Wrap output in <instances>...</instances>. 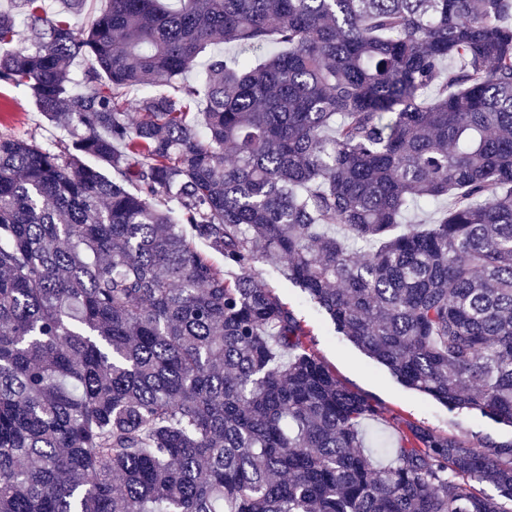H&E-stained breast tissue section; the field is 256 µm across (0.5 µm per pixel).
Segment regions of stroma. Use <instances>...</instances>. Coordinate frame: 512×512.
Returning <instances> with one entry per match:
<instances>
[{
  "instance_id": "obj_1",
  "label": "stroma",
  "mask_w": 512,
  "mask_h": 512,
  "mask_svg": "<svg viewBox=\"0 0 512 512\" xmlns=\"http://www.w3.org/2000/svg\"><path fill=\"white\" fill-rule=\"evenodd\" d=\"M0 134L33 139L43 144L58 140L54 129L37 110L29 91L23 87L0 85ZM260 278L302 319L309 331L308 346L354 391L377 400L384 419L363 426L366 452H375L380 440L391 434L385 419L397 416L423 424L437 432L475 441L476 438L508 440L512 427L474 413L452 412L431 398L400 385L380 365L339 336L333 325L308 303L301 290L269 267H261Z\"/></svg>"
}]
</instances>
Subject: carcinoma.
I'll use <instances>...</instances> for the list:
<instances>
[{"instance_id":"1","label":"carcinoma","mask_w":512,"mask_h":512,"mask_svg":"<svg viewBox=\"0 0 512 512\" xmlns=\"http://www.w3.org/2000/svg\"><path fill=\"white\" fill-rule=\"evenodd\" d=\"M88 2L0 4L63 131L0 136V512H512V439L356 452L382 408L256 276L512 426V0ZM217 35L279 50L179 81Z\"/></svg>"}]
</instances>
